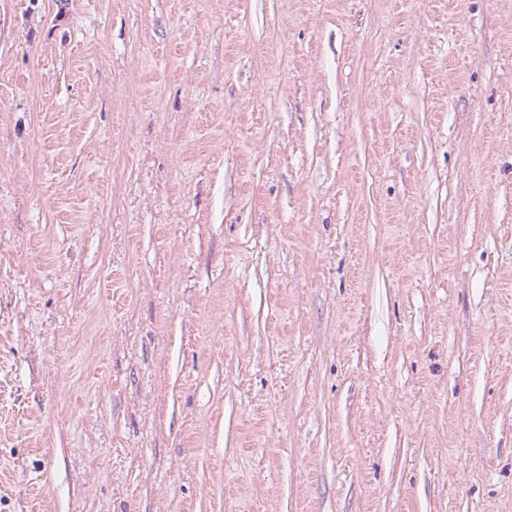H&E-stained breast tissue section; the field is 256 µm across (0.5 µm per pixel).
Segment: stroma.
I'll use <instances>...</instances> for the list:
<instances>
[{
  "instance_id": "1",
  "label": "stroma",
  "mask_w": 512,
  "mask_h": 512,
  "mask_svg": "<svg viewBox=\"0 0 512 512\" xmlns=\"http://www.w3.org/2000/svg\"><path fill=\"white\" fill-rule=\"evenodd\" d=\"M0 512H512V0H0Z\"/></svg>"
}]
</instances>
